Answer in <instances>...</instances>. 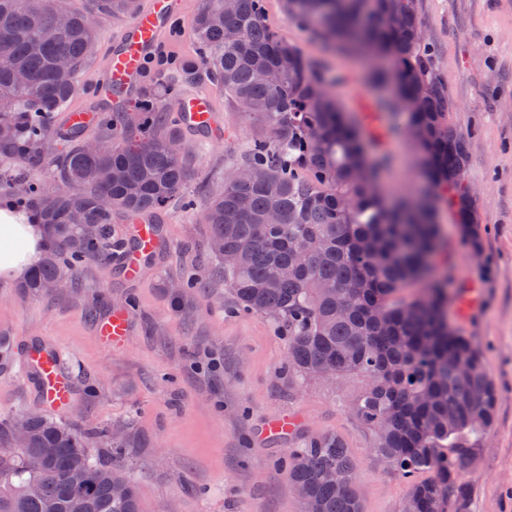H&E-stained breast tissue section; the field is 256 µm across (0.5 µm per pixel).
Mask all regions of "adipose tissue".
<instances>
[{"label":"adipose tissue","instance_id":"ef3b65f1","mask_svg":"<svg viewBox=\"0 0 512 512\" xmlns=\"http://www.w3.org/2000/svg\"><path fill=\"white\" fill-rule=\"evenodd\" d=\"M51 241L39 215L21 209L11 196H0V280L26 277Z\"/></svg>","mask_w":512,"mask_h":512}]
</instances>
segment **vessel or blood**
<instances>
[{"instance_id": "b4317fda", "label": "vessel or blood", "mask_w": 512, "mask_h": 512, "mask_svg": "<svg viewBox=\"0 0 512 512\" xmlns=\"http://www.w3.org/2000/svg\"><path fill=\"white\" fill-rule=\"evenodd\" d=\"M180 8L179 0H147L109 54L99 85L102 94L109 97L118 92L128 94L139 87L151 51L163 37L171 16ZM175 110L188 127L203 134H210L220 125L207 94L195 92L182 96ZM130 237L137 247L123 254L122 267L127 278L134 280L141 273L142 259L159 248L163 232L158 225L140 223L131 226ZM129 330V317L121 310L111 311L97 326L98 336L108 344L121 341ZM21 364L44 406L63 410L72 404L74 388L54 343L41 341L24 354Z\"/></svg>"}]
</instances>
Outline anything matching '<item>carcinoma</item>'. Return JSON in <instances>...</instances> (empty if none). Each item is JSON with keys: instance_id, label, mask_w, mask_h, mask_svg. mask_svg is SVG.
<instances>
[{"instance_id": "cac0c4a2", "label": "carcinoma", "mask_w": 512, "mask_h": 512, "mask_svg": "<svg viewBox=\"0 0 512 512\" xmlns=\"http://www.w3.org/2000/svg\"><path fill=\"white\" fill-rule=\"evenodd\" d=\"M0 0V154L49 167L48 187L11 176L12 189L56 237L23 288L49 292L89 258L112 259V219L163 210L188 180L175 147L176 88L152 94V118L102 112L95 151L82 130L57 124L80 93L98 21L133 15L136 0ZM289 16L338 52L374 62L376 86L396 92L392 131L415 134L428 191L381 184L392 166L370 152L322 67L264 20L263 0H203L196 63L179 82L208 83L263 127L245 157L224 167V188L201 191L210 270L234 308L270 318L284 337L288 380L360 376L354 404L372 448L408 484L403 512H460V471L493 424L496 388L482 354L448 323V283L401 293L429 273L440 244L434 200L464 232L475 199L461 182L467 135L448 123V85L423 32L418 0H286ZM0 512H140L125 465L92 458L139 447L131 428L86 431L42 412L0 428ZM428 477L422 479L420 475ZM302 512H362L356 464L324 434L288 449Z\"/></svg>"}]
</instances>
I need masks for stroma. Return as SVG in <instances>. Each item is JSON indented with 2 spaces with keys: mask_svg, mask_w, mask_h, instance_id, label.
Returning a JSON list of instances; mask_svg holds the SVG:
<instances>
[{
  "mask_svg": "<svg viewBox=\"0 0 512 512\" xmlns=\"http://www.w3.org/2000/svg\"><path fill=\"white\" fill-rule=\"evenodd\" d=\"M185 2L163 43L176 61L149 66L143 91L177 83L181 68L196 60L192 26L200 0ZM419 3L454 104L449 121L470 134L468 178L479 191V249L463 244L455 212L439 208L449 318L481 352L498 395L495 421L463 475L465 512H512V0ZM265 19L335 79L345 112L372 151L393 159L386 182L422 191L419 148L391 133L382 102L393 91L368 83L369 62L328 48L289 17L286 0H265ZM213 97L224 133L215 141L184 132L185 197L216 188L225 164L240 160L259 133L221 92ZM160 222L163 247L146 259L136 281H127L119 265L95 260L49 295L0 283V336L15 354L13 361L0 359V425L39 409L17 356L46 338L60 348L77 391L56 420L129 426L142 440L129 462L141 512H300L280 464L299 439L326 433L343 438L357 466L363 512H403L407 484L375 455L370 431L352 411L362 379L289 384L282 371L286 345L273 322L228 312L230 291L222 279L206 277L208 226L200 212L178 199ZM193 273L200 285L181 287ZM113 307L127 309L132 326L122 346L108 348L96 325ZM277 414L301 418L297 435L264 436L265 423Z\"/></svg>",
  "mask_w": 512,
  "mask_h": 512,
  "instance_id": "1",
  "label": "stroma"
}]
</instances>
